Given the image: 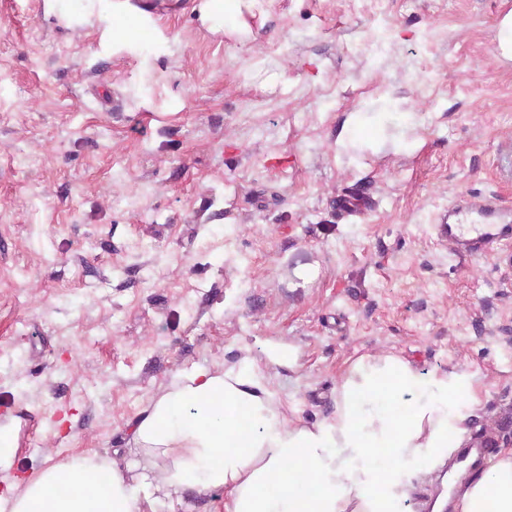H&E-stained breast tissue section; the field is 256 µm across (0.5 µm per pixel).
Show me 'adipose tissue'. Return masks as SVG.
Here are the masks:
<instances>
[{
  "instance_id": "1",
  "label": "adipose tissue",
  "mask_w": 512,
  "mask_h": 512,
  "mask_svg": "<svg viewBox=\"0 0 512 512\" xmlns=\"http://www.w3.org/2000/svg\"><path fill=\"white\" fill-rule=\"evenodd\" d=\"M475 373L405 357L347 363L323 419L288 413L263 358L175 371L130 428L118 465L88 451L9 487V512H143L191 490L224 512H412L419 485L468 440ZM453 512H512V448L485 459Z\"/></svg>"
}]
</instances>
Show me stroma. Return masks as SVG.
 <instances>
[{
    "mask_svg": "<svg viewBox=\"0 0 512 512\" xmlns=\"http://www.w3.org/2000/svg\"><path fill=\"white\" fill-rule=\"evenodd\" d=\"M0 0V403L7 482L127 426L180 368L293 348L288 406L330 413L346 360L473 371L470 430L512 411V262L432 230L512 207V0ZM241 0H204L200 11L205 18L236 16L241 7ZM465 224L472 228L465 230ZM433 229L452 254L482 258L493 252L495 246L512 241V212L494 197L462 195L440 213Z\"/></svg>",
    "mask_w": 512,
    "mask_h": 512,
    "instance_id": "1",
    "label": "stroma"
}]
</instances>
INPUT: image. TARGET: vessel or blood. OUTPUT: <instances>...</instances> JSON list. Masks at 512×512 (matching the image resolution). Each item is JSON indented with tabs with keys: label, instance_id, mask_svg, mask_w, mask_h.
Listing matches in <instances>:
<instances>
[{
	"label": "vessel or blood",
	"instance_id": "obj_1",
	"mask_svg": "<svg viewBox=\"0 0 512 512\" xmlns=\"http://www.w3.org/2000/svg\"><path fill=\"white\" fill-rule=\"evenodd\" d=\"M433 229L452 254L482 258L512 241V212L496 198L463 195L440 213Z\"/></svg>",
	"mask_w": 512,
	"mask_h": 512
}]
</instances>
